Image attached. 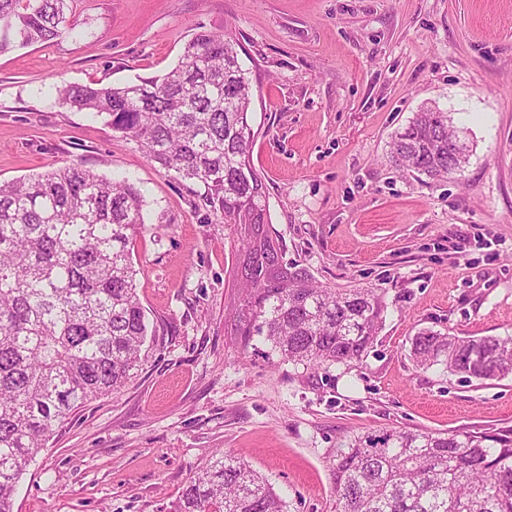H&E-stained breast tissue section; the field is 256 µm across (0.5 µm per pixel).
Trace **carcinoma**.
<instances>
[{"mask_svg":"<svg viewBox=\"0 0 512 512\" xmlns=\"http://www.w3.org/2000/svg\"><path fill=\"white\" fill-rule=\"evenodd\" d=\"M72 2L0 0V53L72 30ZM59 96L197 183L224 223L252 229L238 268L243 345L262 336L283 359L311 368L362 361L384 299L374 288H326L283 261L250 160L251 71L230 34H195L161 77L68 86ZM454 137L448 113L427 107L395 135L391 158L429 179L450 175L460 170L449 153ZM144 230L135 187L78 163L0 183V512H13L17 484L54 428L120 390L138 366L149 323L132 249ZM412 352L419 367L468 380L512 375V336L424 329ZM331 472L336 512H512V428L371 433L337 451ZM174 512H284V502L261 474L220 451Z\"/></svg>","mask_w":512,"mask_h":512,"instance_id":"1","label":"carcinoma"}]
</instances>
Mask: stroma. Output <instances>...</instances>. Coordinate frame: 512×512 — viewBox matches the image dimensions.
I'll use <instances>...</instances> for the list:
<instances>
[{
  "mask_svg": "<svg viewBox=\"0 0 512 512\" xmlns=\"http://www.w3.org/2000/svg\"><path fill=\"white\" fill-rule=\"evenodd\" d=\"M75 32L0 55V181L78 163L141 193L137 291L156 338L124 388L77 410L23 475L14 512H172L216 450L264 475L286 512H334L331 464L354 437L512 427V377L419 368V330L512 336V0H74ZM229 32L253 72L252 164L285 262L373 288L385 321L363 362L311 369L233 314L244 229L146 160L69 85L174 67ZM464 130L461 174L390 158L423 105Z\"/></svg>",
  "mask_w": 512,
  "mask_h": 512,
  "instance_id": "35a3bbf8",
  "label": "stroma"
}]
</instances>
